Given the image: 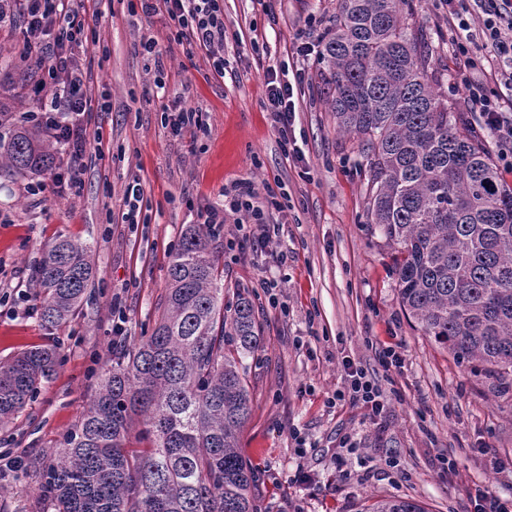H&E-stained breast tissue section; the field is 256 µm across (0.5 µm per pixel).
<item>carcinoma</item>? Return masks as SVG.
I'll return each mask as SVG.
<instances>
[{
  "label": "carcinoma",
  "mask_w": 512,
  "mask_h": 512,
  "mask_svg": "<svg viewBox=\"0 0 512 512\" xmlns=\"http://www.w3.org/2000/svg\"><path fill=\"white\" fill-rule=\"evenodd\" d=\"M408 0H341L321 78L337 129L369 158L368 213L397 252L400 303L457 361L512 372V185L484 141L429 75L428 40L401 23ZM44 133L0 137V172L52 167ZM214 232L193 224L168 267L152 333L119 343L89 406L42 463L40 493L54 512H256L255 469L238 450L251 414L240 357L261 347L241 297L224 313ZM91 248L66 236L35 268L40 319L71 321L93 287ZM51 348L0 362V424L12 420L56 365ZM139 427L144 448L129 446ZM364 512H426L382 498Z\"/></svg>",
  "instance_id": "cac0c4a2"
}]
</instances>
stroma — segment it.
<instances>
[{
    "mask_svg": "<svg viewBox=\"0 0 512 512\" xmlns=\"http://www.w3.org/2000/svg\"><path fill=\"white\" fill-rule=\"evenodd\" d=\"M340 0H224V56L215 77L203 51L170 40L165 10H131L100 0L103 17L81 48L91 73L93 113L83 189L60 196L49 173L0 175V361L53 345L58 364L36 396L0 426V512H48L39 460L60 447L87 408L115 337L112 310L125 315L123 341L150 335L162 308L170 254L197 212L224 187L251 182L259 195L286 193L274 214L276 248L240 253L235 223L214 245L224 267V306L252 300L262 347L243 360L252 411L239 451L258 471V512H360L382 497L410 498L427 512H474L475 487L512 499V375L458 363L423 336L399 304L390 250L368 214V159L357 138L336 131L320 73L322 40ZM405 25L424 31L452 111L471 112L453 52L455 32L441 0H411ZM158 43L164 66L141 54ZM309 45L310 54L299 51ZM20 26L0 28L1 134L33 108L37 76L20 60ZM295 83L294 132L301 159L286 157L271 125L267 68ZM165 89H158V82ZM196 108L207 127L190 138L164 120V106ZM144 188L140 221L125 224V191ZM65 235L90 244L94 286L66 326L46 329L34 306L33 269L43 247ZM399 364L384 365L386 349ZM362 366L382 391L383 426L337 401L345 361ZM457 460L441 470L440 454Z\"/></svg>",
    "mask_w": 512,
    "mask_h": 512,
    "instance_id": "1",
    "label": "stroma"
}]
</instances>
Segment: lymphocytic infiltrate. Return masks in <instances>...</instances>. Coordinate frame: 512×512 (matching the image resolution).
Returning a JSON list of instances; mask_svg holds the SVG:
<instances>
[{
	"label": "lymphocytic infiltrate",
	"mask_w": 512,
	"mask_h": 512,
	"mask_svg": "<svg viewBox=\"0 0 512 512\" xmlns=\"http://www.w3.org/2000/svg\"><path fill=\"white\" fill-rule=\"evenodd\" d=\"M9 10L0 17L22 18L24 47L40 62L38 106L27 118L47 130L57 144L68 150L70 160L64 170L53 173L60 191L78 193L82 185L80 161L89 145L85 119L91 112L88 74L79 64L76 50L85 40L86 19L82 13L85 0H9ZM144 14H153L165 6L173 23L171 35L176 42H188L205 50L213 72L223 76L224 57L223 0H140ZM448 20L456 30L455 52L469 67L481 69L472 57L470 45L481 38L496 71L495 86L486 80L463 76L461 84L473 111L501 142L512 143V0H442ZM266 95L272 126L285 156L300 157L294 134V87L290 80L270 72ZM285 208L275 192L258 196L252 183L237 182L224 190L222 206H210L198 217L212 229H222L229 216L246 214L253 229L241 243V251L264 250L277 238L278 225L269 215ZM345 394L350 403L367 409L370 420L383 412L381 390L362 367L345 365Z\"/></svg>",
	"instance_id": "1"
}]
</instances>
